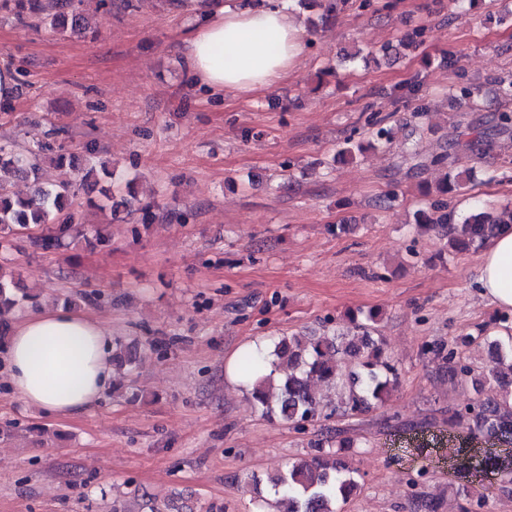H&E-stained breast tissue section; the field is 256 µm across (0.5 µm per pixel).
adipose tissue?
<instances>
[{
    "mask_svg": "<svg viewBox=\"0 0 512 512\" xmlns=\"http://www.w3.org/2000/svg\"><path fill=\"white\" fill-rule=\"evenodd\" d=\"M204 22L187 40L192 77L221 92H251L285 79L306 51L300 22L286 0H208ZM480 285L489 303L512 309V231L490 239ZM112 332L85 313L43 309L17 319L0 363L17 398L55 416L93 409L112 383Z\"/></svg>",
    "mask_w": 512,
    "mask_h": 512,
    "instance_id": "1",
    "label": "adipose tissue"
}]
</instances>
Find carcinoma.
I'll return each instance as SVG.
<instances>
[{
	"instance_id": "obj_1",
	"label": "carcinoma",
	"mask_w": 512,
	"mask_h": 512,
	"mask_svg": "<svg viewBox=\"0 0 512 512\" xmlns=\"http://www.w3.org/2000/svg\"><path fill=\"white\" fill-rule=\"evenodd\" d=\"M21 7L40 18L53 29L70 28L78 33L84 17L74 0H54V12L43 15L42 0H19ZM368 141L347 136L338 146L336 155L354 158L365 148L384 147L390 143L392 129L387 118L372 113ZM512 136V109L492 113L485 127L461 131L448 141L439 153L423 155L414 151L412 169L423 172L430 167L443 171L433 184L423 186L428 197L427 209L417 213L415 224L420 228L438 227L447 238L449 252L485 244L502 226H512V209L505 207L493 212L481 209L461 217L448 208V195L474 179L472 167L459 165L460 154L482 157L495 140ZM51 145L42 143L38 149L19 152L11 145H0V169L9 167L28 180L31 195L21 197L0 186V245L11 242L19 230L37 231L40 242L50 248L58 246L75 229L70 201L88 174L71 181L50 183L44 176L46 153ZM17 282L6 277L0 264V341L10 335L9 317L19 302ZM377 321L368 314L363 321L350 318L352 329L321 336L292 335L274 343L270 352L273 372L266 374V357L249 349L240 354L237 372L246 381L254 408L261 416L281 420L300 429L317 426L335 415L349 417L362 414L383 404L400 384V372L380 339L372 336L370 323ZM491 361L487 376L502 391L495 400H476L462 410L448 411V429L463 420L472 422L469 439L489 445H512V336L508 344L495 339L489 342ZM448 374L463 380L473 369L456 359L452 350L446 355ZM336 393L332 406L317 396L315 384ZM316 453L308 460L288 464L278 475L269 478L273 493L261 499L267 512H337V504L348 500L358 489V481L340 457L339 450L351 447L338 429H325L313 441ZM112 512H173L168 504H160L142 494L135 506L126 501H112Z\"/></svg>"
}]
</instances>
